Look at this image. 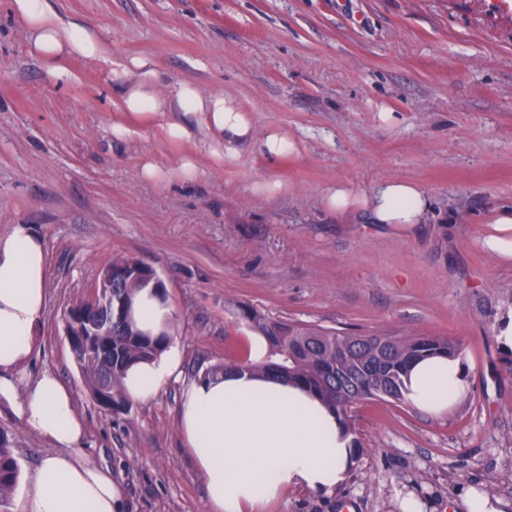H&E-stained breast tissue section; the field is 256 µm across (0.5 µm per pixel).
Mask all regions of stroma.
Here are the masks:
<instances>
[{
  "instance_id": "stroma-1",
  "label": "stroma",
  "mask_w": 512,
  "mask_h": 512,
  "mask_svg": "<svg viewBox=\"0 0 512 512\" xmlns=\"http://www.w3.org/2000/svg\"><path fill=\"white\" fill-rule=\"evenodd\" d=\"M109 53L147 57L168 88L221 90L258 136L277 129L300 152L272 158L257 138L234 165L169 141L158 124L112 133L109 69L69 61L62 85L0 0V236L28 224L44 239L40 347L23 369L55 371L85 422L82 445L108 467L124 512H204L205 486L178 422L182 383L107 411L91 397L65 336L123 256L151 267L175 310L184 381L242 361L237 308L340 332L387 331L457 342L468 398L442 417L369 401L351 410L355 465L332 495L287 491L268 512H459V488L512 501V352L496 339L512 312V264L484 247L495 209L512 205V22L491 0H57ZM198 174L176 176L183 157ZM152 160L166 178L144 179ZM398 178L427 192L412 234L322 204L347 183L368 193ZM283 181L268 198L255 183ZM21 472L47 445L0 409Z\"/></svg>"
}]
</instances>
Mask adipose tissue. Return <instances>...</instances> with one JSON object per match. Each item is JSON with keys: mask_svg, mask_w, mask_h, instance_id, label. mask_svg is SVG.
<instances>
[{"mask_svg": "<svg viewBox=\"0 0 512 512\" xmlns=\"http://www.w3.org/2000/svg\"><path fill=\"white\" fill-rule=\"evenodd\" d=\"M13 9L32 51L45 60L57 82L74 81L69 59L111 63L113 79L122 84L112 100L120 116L112 125L114 135L130 138L141 124L156 121L170 141H200L217 160L228 163L237 161L239 144L254 138L267 154L298 153L296 141L283 132L256 137L251 119L233 96L201 93L189 81L168 92L151 59L111 58L102 39L62 15L54 0H13ZM323 203L338 212L366 210L375 223L404 234L422 223L428 206L424 189L401 179L384 181L363 196L338 182L324 193ZM46 277L42 238L29 225H13L0 237V404L12 408L51 451L25 475V492L11 512H122L120 486L81 445L85 426L71 389L50 371L29 380L20 375L39 343ZM132 315L141 329L155 335L170 330L175 318L170 303L150 288L135 296ZM266 352L262 339L249 337L250 369L202 376L183 390L178 419L204 480L206 512H266L267 504L287 489L330 495L353 464V438L335 413L301 387L255 371ZM179 366L173 345L154 360L132 366L124 379L128 398L151 399L178 378ZM405 385L408 402L435 415L447 413L471 388L461 360L446 356L415 362Z\"/></svg>", "mask_w": 512, "mask_h": 512, "instance_id": "adipose-tissue-1", "label": "adipose tissue"}]
</instances>
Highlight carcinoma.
Here are the masks:
<instances>
[{"label":"carcinoma","instance_id":"obj_1","mask_svg":"<svg viewBox=\"0 0 512 512\" xmlns=\"http://www.w3.org/2000/svg\"><path fill=\"white\" fill-rule=\"evenodd\" d=\"M145 288L154 289L166 299L164 287L151 278L128 282L115 275L112 287L103 289L102 300L112 301V335L103 337L95 349L77 355L79 370L97 402L107 387L112 406H125L127 370L156 358L168 345L167 333H145L130 317L135 295ZM238 310L247 326L267 343L262 369L297 381L318 394L344 424L348 412L358 403L376 399L405 403L404 378L412 361L461 353L460 345L446 336L348 334L278 319L250 306L241 305ZM19 474L8 437L0 431V512H9Z\"/></svg>","mask_w":512,"mask_h":512}]
</instances>
